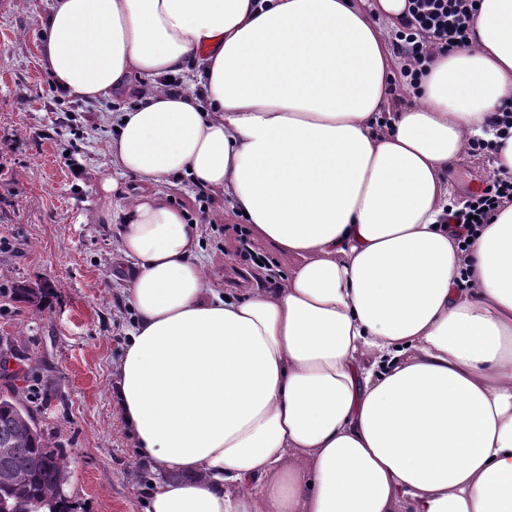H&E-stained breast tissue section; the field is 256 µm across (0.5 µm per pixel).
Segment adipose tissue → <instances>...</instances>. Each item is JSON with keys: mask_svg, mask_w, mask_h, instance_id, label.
I'll return each mask as SVG.
<instances>
[{"mask_svg": "<svg viewBox=\"0 0 512 512\" xmlns=\"http://www.w3.org/2000/svg\"><path fill=\"white\" fill-rule=\"evenodd\" d=\"M407 8L50 0L55 86L138 97L95 220L119 227L115 398L157 473L146 512H512V205L464 251L443 219L449 170L512 103V0H477L470 46L393 111L368 13L397 28ZM175 179L246 217L273 286L206 277Z\"/></svg>", "mask_w": 512, "mask_h": 512, "instance_id": "ef3b65f1", "label": "adipose tissue"}]
</instances>
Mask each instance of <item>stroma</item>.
<instances>
[{"mask_svg":"<svg viewBox=\"0 0 512 512\" xmlns=\"http://www.w3.org/2000/svg\"><path fill=\"white\" fill-rule=\"evenodd\" d=\"M46 8L47 0H0V392L16 390L63 448L74 512H145L156 474L115 401V367L132 324L125 285L112 278L118 229L93 221L104 204L96 169L105 138L92 131L101 114L135 100L86 102L50 89L38 61ZM69 154L79 171L65 165ZM491 164L490 152L474 151L456 165V198L485 184ZM167 191L199 225L210 277L228 291L254 287L238 254L241 222L224 217L227 202L200 201L180 179ZM19 281L41 289L39 305L11 297Z\"/></svg>","mask_w":512,"mask_h":512,"instance_id":"1","label":"stroma"}]
</instances>
